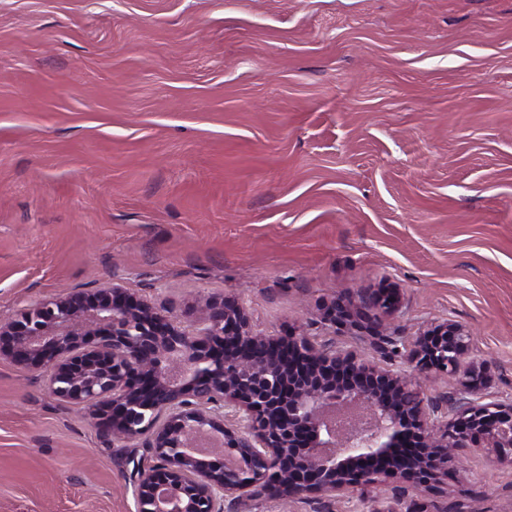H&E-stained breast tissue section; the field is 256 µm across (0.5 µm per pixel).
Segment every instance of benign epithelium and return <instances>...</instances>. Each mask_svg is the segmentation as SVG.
Here are the masks:
<instances>
[{"instance_id":"benign-epithelium-1","label":"benign epithelium","mask_w":512,"mask_h":512,"mask_svg":"<svg viewBox=\"0 0 512 512\" xmlns=\"http://www.w3.org/2000/svg\"><path fill=\"white\" fill-rule=\"evenodd\" d=\"M400 289L341 295L326 317L355 327L391 314ZM420 376L457 381L444 401L361 354L303 336H260L237 301L208 298L181 327L109 283L0 320V357L47 373L50 392L86 409L107 438L147 436L157 463L134 465L140 512H223L257 499L343 497L382 479L428 491L459 448L512 466V399L485 402L489 367L472 333L444 321L411 344L384 337Z\"/></svg>"}]
</instances>
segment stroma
Returning a JSON list of instances; mask_svg holds the SVG:
<instances>
[{"instance_id": "stroma-1", "label": "stroma", "mask_w": 512, "mask_h": 512, "mask_svg": "<svg viewBox=\"0 0 512 512\" xmlns=\"http://www.w3.org/2000/svg\"><path fill=\"white\" fill-rule=\"evenodd\" d=\"M108 282L185 325L231 297L411 378L382 335L453 320L512 398V0H0V318ZM389 285L393 316L326 321ZM459 457L403 505L512 512V467ZM137 462L0 357V512H139Z\"/></svg>"}]
</instances>
